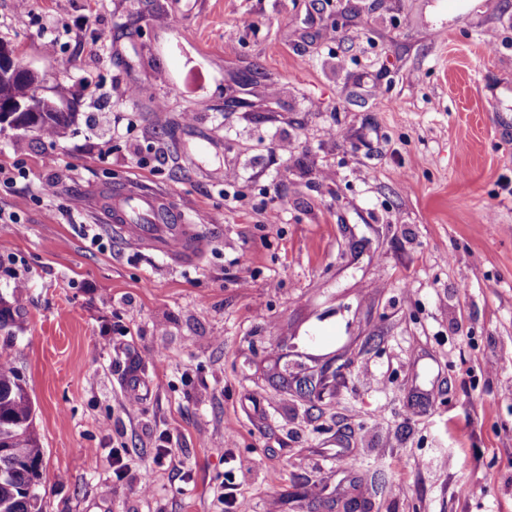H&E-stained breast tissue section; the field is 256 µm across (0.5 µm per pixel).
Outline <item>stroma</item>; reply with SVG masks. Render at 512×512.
Returning a JSON list of instances; mask_svg holds the SVG:
<instances>
[{
  "label": "stroma",
  "instance_id": "obj_1",
  "mask_svg": "<svg viewBox=\"0 0 512 512\" xmlns=\"http://www.w3.org/2000/svg\"><path fill=\"white\" fill-rule=\"evenodd\" d=\"M0 40L75 115L0 129L42 512H512V0H0ZM129 183L196 265L106 227ZM220 498L224 507L229 510L228 512H248L250 511V504L247 500L240 496L237 492V484L232 481V478L227 483L224 482L222 486Z\"/></svg>",
  "mask_w": 512,
  "mask_h": 512
}]
</instances>
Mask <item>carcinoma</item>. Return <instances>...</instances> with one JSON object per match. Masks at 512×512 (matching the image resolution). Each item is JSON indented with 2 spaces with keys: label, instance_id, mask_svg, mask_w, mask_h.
I'll return each mask as SVG.
<instances>
[{
  "label": "carcinoma",
  "instance_id": "obj_1",
  "mask_svg": "<svg viewBox=\"0 0 512 512\" xmlns=\"http://www.w3.org/2000/svg\"><path fill=\"white\" fill-rule=\"evenodd\" d=\"M38 77L0 76V103H23L30 112L11 113L14 127L41 134L68 123L71 112L58 110L36 95ZM34 404L8 354L0 353V512H41L37 486L43 456L33 427Z\"/></svg>",
  "mask_w": 512,
  "mask_h": 512
}]
</instances>
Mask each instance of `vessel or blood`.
<instances>
[{
  "mask_svg": "<svg viewBox=\"0 0 512 512\" xmlns=\"http://www.w3.org/2000/svg\"><path fill=\"white\" fill-rule=\"evenodd\" d=\"M110 223L119 225L134 244L167 254L189 265L198 259L201 244L183 224L170 197L156 191L129 188L113 192L106 207Z\"/></svg>",
  "mask_w": 512,
  "mask_h": 512,
  "instance_id": "b4317fda",
  "label": "vessel or blood"
}]
</instances>
